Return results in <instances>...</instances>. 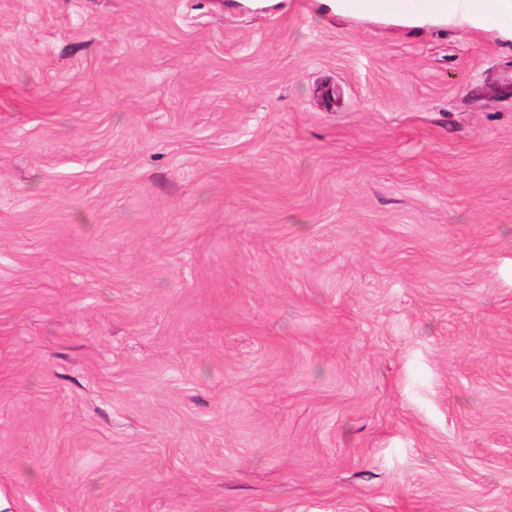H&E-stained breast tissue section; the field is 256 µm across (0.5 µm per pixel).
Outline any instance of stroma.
<instances>
[{
	"label": "stroma",
	"mask_w": 512,
	"mask_h": 512,
	"mask_svg": "<svg viewBox=\"0 0 512 512\" xmlns=\"http://www.w3.org/2000/svg\"><path fill=\"white\" fill-rule=\"evenodd\" d=\"M0 512H512V40L0 0Z\"/></svg>",
	"instance_id": "35a3bbf8"
}]
</instances>
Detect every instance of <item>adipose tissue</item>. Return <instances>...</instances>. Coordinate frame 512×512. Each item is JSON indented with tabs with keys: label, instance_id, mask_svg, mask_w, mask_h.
<instances>
[{
	"label": "adipose tissue",
	"instance_id": "1",
	"mask_svg": "<svg viewBox=\"0 0 512 512\" xmlns=\"http://www.w3.org/2000/svg\"><path fill=\"white\" fill-rule=\"evenodd\" d=\"M390 18L410 26L446 23L494 29L512 39V0H397Z\"/></svg>",
	"mask_w": 512,
	"mask_h": 512
}]
</instances>
